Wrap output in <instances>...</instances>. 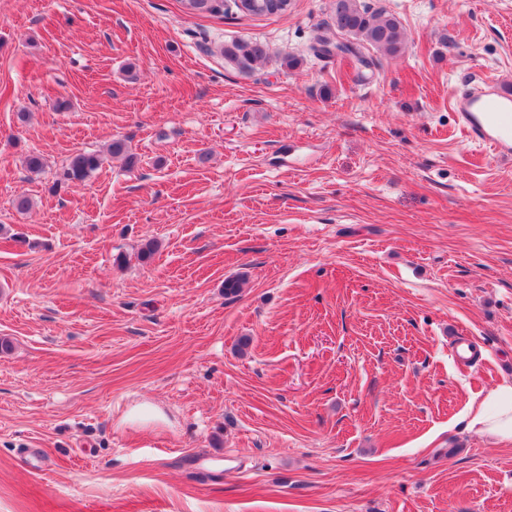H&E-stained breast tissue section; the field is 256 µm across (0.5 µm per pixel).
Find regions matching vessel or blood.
Wrapping results in <instances>:
<instances>
[{"mask_svg":"<svg viewBox=\"0 0 512 512\" xmlns=\"http://www.w3.org/2000/svg\"><path fill=\"white\" fill-rule=\"evenodd\" d=\"M452 107L466 139L499 159L512 160V93L485 80L456 89Z\"/></svg>","mask_w":512,"mask_h":512,"instance_id":"obj_1","label":"vessel or blood"}]
</instances>
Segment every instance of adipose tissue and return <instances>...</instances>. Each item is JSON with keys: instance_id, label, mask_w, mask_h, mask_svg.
I'll list each match as a JSON object with an SVG mask.
<instances>
[{"instance_id": "adipose-tissue-1", "label": "adipose tissue", "mask_w": 512, "mask_h": 512, "mask_svg": "<svg viewBox=\"0 0 512 512\" xmlns=\"http://www.w3.org/2000/svg\"><path fill=\"white\" fill-rule=\"evenodd\" d=\"M470 430L512 445V382H505L487 392L467 413Z\"/></svg>"}]
</instances>
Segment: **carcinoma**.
I'll list each match as a JSON object with an SVG mask.
<instances>
[{
    "label": "carcinoma",
    "instance_id": "1",
    "mask_svg": "<svg viewBox=\"0 0 512 512\" xmlns=\"http://www.w3.org/2000/svg\"><path fill=\"white\" fill-rule=\"evenodd\" d=\"M187 12L224 13V0H181ZM286 12L277 0H251L247 10L250 15L270 16ZM328 29L345 37L342 42L327 37L317 38L311 46L320 57L349 55L357 68H371L376 60L370 51H380L396 56L405 48L406 32L401 22L392 14L373 9L361 0H333L332 11L325 22ZM266 43L259 40H236L224 46V59L241 72H250L269 58ZM104 161L98 152H76L63 167L61 177L72 184L83 183L98 171Z\"/></svg>",
    "mask_w": 512,
    "mask_h": 512
}]
</instances>
